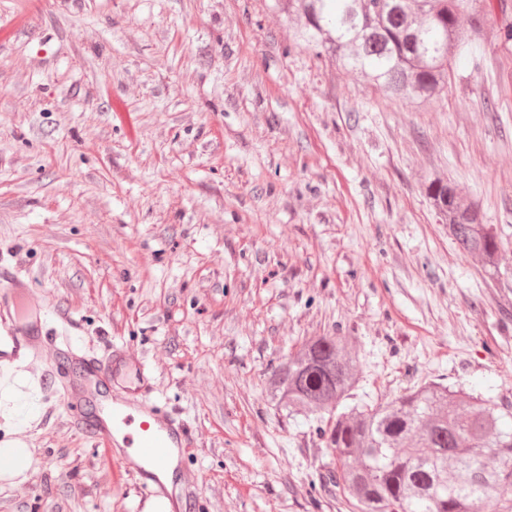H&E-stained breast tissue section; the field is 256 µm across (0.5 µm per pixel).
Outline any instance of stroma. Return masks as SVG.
<instances>
[{
  "label": "stroma",
  "mask_w": 512,
  "mask_h": 512,
  "mask_svg": "<svg viewBox=\"0 0 512 512\" xmlns=\"http://www.w3.org/2000/svg\"><path fill=\"white\" fill-rule=\"evenodd\" d=\"M510 24L492 0L415 105L298 44L287 0H0V262L87 347L154 362L195 430L194 512H350L320 419L264 388L306 338L349 339L360 404L429 380L512 401ZM433 179L495 225L497 275L449 238ZM29 415L28 489L0 484V512H139L59 394Z\"/></svg>",
  "instance_id": "stroma-1"
}]
</instances>
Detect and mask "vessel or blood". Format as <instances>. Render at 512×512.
Here are the masks:
<instances>
[{
  "label": "vessel or blood",
  "mask_w": 512,
  "mask_h": 512,
  "mask_svg": "<svg viewBox=\"0 0 512 512\" xmlns=\"http://www.w3.org/2000/svg\"><path fill=\"white\" fill-rule=\"evenodd\" d=\"M155 379L151 360L127 344L86 350L68 317L49 320L19 269L0 266V411L15 415L37 395L62 392L69 428L123 455L149 512H190L192 492L177 490L184 475L162 476L195 432L180 412L157 407ZM27 448L22 436L0 448L1 482L22 486Z\"/></svg>",
  "instance_id": "b4317fda"
}]
</instances>
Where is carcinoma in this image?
<instances>
[{
  "instance_id": "1",
  "label": "carcinoma",
  "mask_w": 512,
  "mask_h": 512,
  "mask_svg": "<svg viewBox=\"0 0 512 512\" xmlns=\"http://www.w3.org/2000/svg\"><path fill=\"white\" fill-rule=\"evenodd\" d=\"M489 0H288L297 39L390 98L414 104L448 88V73L478 39ZM448 237L499 269L493 225L454 184L428 187ZM360 381L344 336H314L265 377L288 416L329 415L320 437L337 462L329 481L353 512H512V403L427 383L377 405L339 406Z\"/></svg>"
}]
</instances>
